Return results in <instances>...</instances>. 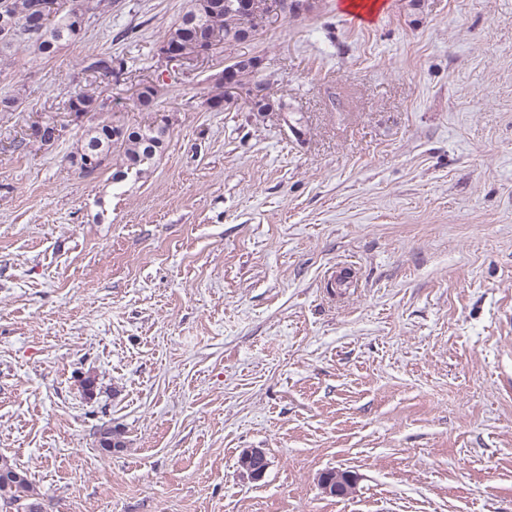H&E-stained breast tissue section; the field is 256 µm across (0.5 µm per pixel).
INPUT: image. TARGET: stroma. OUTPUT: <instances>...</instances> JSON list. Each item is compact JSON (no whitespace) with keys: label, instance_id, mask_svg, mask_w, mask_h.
<instances>
[{"label":"stroma","instance_id":"stroma-1","mask_svg":"<svg viewBox=\"0 0 512 512\" xmlns=\"http://www.w3.org/2000/svg\"><path fill=\"white\" fill-rule=\"evenodd\" d=\"M186 2L112 0L0 70L22 96L0 115V455L48 512H512V0L274 19L235 52L295 130L201 107L224 53L160 66ZM97 51L127 74L83 71ZM155 77L177 122L153 171L79 176L98 115L60 101L90 82L144 124ZM48 118L59 139L19 148ZM331 468L352 495L322 492ZM240 471L251 480L263 478L269 467L265 451L261 448H246L239 463ZM322 478V479H321ZM320 478L321 489L326 495L334 497H346L355 488L357 478L353 473L344 470H336L333 476L322 475Z\"/></svg>","mask_w":512,"mask_h":512}]
</instances>
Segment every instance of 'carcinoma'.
<instances>
[{"instance_id": "cac0c4a2", "label": "carcinoma", "mask_w": 512, "mask_h": 512, "mask_svg": "<svg viewBox=\"0 0 512 512\" xmlns=\"http://www.w3.org/2000/svg\"><path fill=\"white\" fill-rule=\"evenodd\" d=\"M37 0H0V61L12 64L15 45L23 43L36 58L50 59L63 44L81 38L73 30L71 17L77 10L87 14L91 9L106 10L112 7V0H55L56 8L52 19L44 28L32 31L29 21L36 13ZM240 23L237 0H188L186 10L168 29L163 37L167 43L174 42L184 30L193 32L201 42L216 30L224 36L236 32ZM84 70L104 77L118 76L124 72L126 62L108 54H90L84 59ZM236 67L240 88L250 91L255 83H262L271 89V76L255 74L249 64L239 61ZM287 108L282 99L272 94L257 101L249 111L256 117L266 115L270 107ZM100 104L93 89H80L64 103L63 110L79 119L99 109ZM170 129L164 120L154 121L139 127L129 126L120 112L100 115L97 123L84 129L80 139L73 145L71 162L80 166L86 156L100 155L103 162L97 164L87 176L98 173L103 165L112 167V180L124 181L129 175L136 178L148 176L164 153ZM98 443L101 450L110 453L112 448L125 447L123 431L117 426L104 425L99 429ZM0 505L11 512H47L44 503L29 480L11 459L0 456Z\"/></svg>"}]
</instances>
